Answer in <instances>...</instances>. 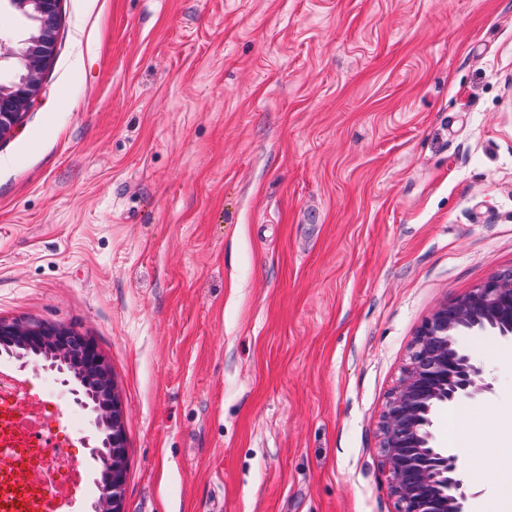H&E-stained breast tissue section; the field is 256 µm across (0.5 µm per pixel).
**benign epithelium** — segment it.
Listing matches in <instances>:
<instances>
[{"label": "benign epithelium", "instance_id": "benign-epithelium-1", "mask_svg": "<svg viewBox=\"0 0 512 512\" xmlns=\"http://www.w3.org/2000/svg\"><path fill=\"white\" fill-rule=\"evenodd\" d=\"M32 4L44 16L58 14L60 0H9ZM57 34L43 27L26 40V73L20 84L0 86V102L17 107L0 112V140L23 123L40 92V79L52 64ZM493 329L512 340V277L495 275L465 298L440 305L420 327L409 363L392 391L380 424L383 463L398 512H464L469 490L459 477L457 455L434 444L432 414L437 408L491 389L484 370L463 347L464 333ZM0 346L18 358L32 352L48 368L69 373L84 390L78 403L90 410L97 428L105 429L112 456L92 449L108 476L98 481L93 512H124L127 476L125 415L115 392L112 368L94 340L64 326L0 320Z\"/></svg>", "mask_w": 512, "mask_h": 512}]
</instances>
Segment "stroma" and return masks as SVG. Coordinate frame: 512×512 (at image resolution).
Masks as SVG:
<instances>
[{
  "mask_svg": "<svg viewBox=\"0 0 512 512\" xmlns=\"http://www.w3.org/2000/svg\"><path fill=\"white\" fill-rule=\"evenodd\" d=\"M27 22L0 0V75ZM512 271V0H61L0 141V319L90 336L125 512H397L379 424L421 325ZM458 432L512 512V342ZM86 481L96 428L51 376ZM54 32L40 27L34 31L21 50L26 60V73L20 84L12 87L0 86V102L11 100L18 105L9 112H0V141L15 132L23 123L27 110L32 106L40 92V79L44 71L52 64L57 43V17L54 19Z\"/></svg>",
  "mask_w": 512,
  "mask_h": 512,
  "instance_id": "35a3bbf8",
  "label": "stroma"
}]
</instances>
